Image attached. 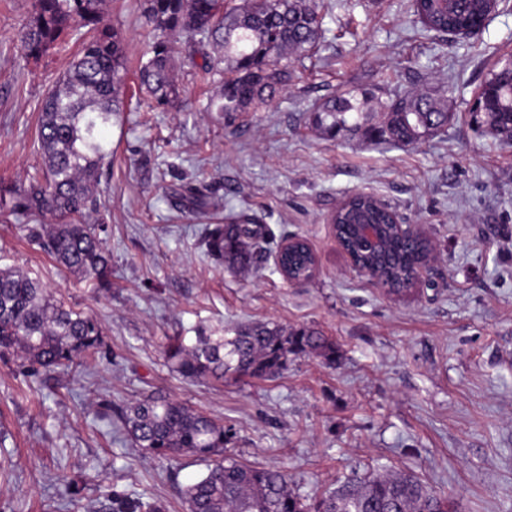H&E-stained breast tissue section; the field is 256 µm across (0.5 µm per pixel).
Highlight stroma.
<instances>
[{"instance_id": "obj_1", "label": "stroma", "mask_w": 512, "mask_h": 512, "mask_svg": "<svg viewBox=\"0 0 512 512\" xmlns=\"http://www.w3.org/2000/svg\"><path fill=\"white\" fill-rule=\"evenodd\" d=\"M33 0H0V186L41 166L38 117L70 58L26 60L18 32ZM319 48L285 90L234 121L204 111L220 83L179 53L180 102L126 110L104 136L97 207L111 285L94 287L32 245L24 225L47 215H0V268L39 277L103 329L102 358L81 375H30L0 360V512H112L121 490L186 512L182 488L204 470L137 448L122 413L150 397L184 402L221 421L237 458L285 470L313 496L377 467L416 475L456 512H512V144L478 126L470 109L487 73L512 56V0L467 38L423 32L410 0H330ZM129 67L147 36L140 0H106ZM445 91L447 127L415 147L348 131L328 136L313 104L340 87ZM363 191L425 228L438 259L434 287L388 296L355 274L328 214ZM242 216L268 227L267 253L247 272L209 256L204 230ZM306 238L316 277L286 282L280 241ZM271 323L320 330L335 364L292 358L282 375L190 381L166 359L169 337Z\"/></svg>"}]
</instances>
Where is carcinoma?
<instances>
[{"instance_id": "carcinoma-1", "label": "carcinoma", "mask_w": 512, "mask_h": 512, "mask_svg": "<svg viewBox=\"0 0 512 512\" xmlns=\"http://www.w3.org/2000/svg\"><path fill=\"white\" fill-rule=\"evenodd\" d=\"M416 22L427 33L445 35L483 25L495 0H413ZM143 16L152 39L142 52L137 82L139 107L152 110L180 96L172 78L175 37H187L188 54H200L203 80L222 82L208 99L207 112L232 118L254 103L265 102L288 85L293 61L313 51L323 34V15L307 0H143ZM80 45L68 68L49 91L39 115L38 138L43 179L0 194V210L10 215L45 213L55 222L29 229V238L47 249L70 274L110 287L112 267L98 226L84 222L93 209L94 189L105 160L112 155L101 128L124 111L128 82L126 48L120 33L104 23L102 0H34L19 33L22 54L39 61L51 52ZM486 83L495 89L490 105L476 112L477 122L498 137H512V67L500 64ZM364 89L339 91L315 104L314 122L330 135L346 128L364 137L418 145L448 125V113L429 96L397 90L379 101L385 121L369 122ZM392 208L370 195L349 198L337 212L338 232L353 248L352 225L389 224ZM268 230L259 224H213L206 229L207 252L232 268H249ZM427 244L407 245L390 236L385 278H398L417 264ZM283 265L306 272L309 252L284 254ZM103 332L93 318L58 302L36 277L17 268H0V358L21 354L31 374L72 371L101 353ZM305 354L336 363V344L319 330L287 331L277 325L240 327L234 336L222 330L201 331L195 342L168 349L174 369L186 379L272 378L288 369L291 357ZM124 428L145 453L172 462L190 453L207 471L186 485V512H454L449 499L417 477L377 470L352 478L314 497L290 489L288 475L275 466L242 462L227 451L229 431L185 404L151 397L122 415ZM112 512H165L158 502L145 503L112 491Z\"/></svg>"}]
</instances>
